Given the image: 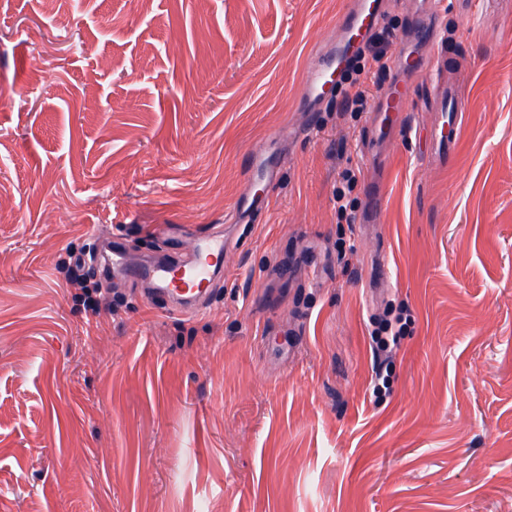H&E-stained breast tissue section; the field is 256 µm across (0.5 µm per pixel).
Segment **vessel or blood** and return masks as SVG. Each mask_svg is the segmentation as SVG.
Here are the masks:
<instances>
[{
    "instance_id": "vessel-or-blood-1",
    "label": "vessel or blood",
    "mask_w": 512,
    "mask_h": 512,
    "mask_svg": "<svg viewBox=\"0 0 512 512\" xmlns=\"http://www.w3.org/2000/svg\"><path fill=\"white\" fill-rule=\"evenodd\" d=\"M384 8L385 0H350L335 38L321 46L304 77L302 111L319 112L334 104L335 99L331 94L333 86L342 76L349 60L376 29ZM411 32L418 40H436L434 14L414 15ZM410 96L411 89L404 83L388 89L378 107L380 135L402 130L405 106ZM247 173L245 205L255 212L268 202L276 177V166L264 150L258 149L249 155ZM101 246L111 256L114 271L127 274L130 280L147 283L153 291L173 297L175 310L185 315H194L204 309L211 293L213 276L224 267V238L219 234L188 240L181 251L180 262L174 265L156 262L138 268L129 266L125 242L114 235L102 238Z\"/></svg>"
}]
</instances>
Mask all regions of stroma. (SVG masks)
Returning <instances> with one entry per match:
<instances>
[{
  "instance_id": "1",
  "label": "stroma",
  "mask_w": 512,
  "mask_h": 512,
  "mask_svg": "<svg viewBox=\"0 0 512 512\" xmlns=\"http://www.w3.org/2000/svg\"><path fill=\"white\" fill-rule=\"evenodd\" d=\"M346 7L0 0V512H512V0H443L445 160L422 88L410 135L371 111L309 127L302 81ZM258 147L277 179L235 224ZM218 226L194 316L104 266L90 310L60 267L100 253L94 228L150 261ZM388 303L410 323L376 402ZM342 187L336 189V212L341 218H345L347 224L354 223L357 209L356 198H351V193L358 183L357 173L352 169H345L341 173ZM349 211V212H348Z\"/></svg>"
}]
</instances>
